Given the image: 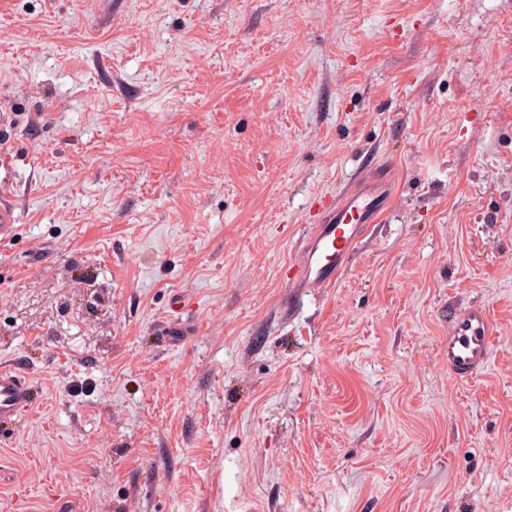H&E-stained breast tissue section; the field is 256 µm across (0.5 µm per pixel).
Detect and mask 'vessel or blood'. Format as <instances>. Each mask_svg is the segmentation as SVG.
Returning a JSON list of instances; mask_svg holds the SVG:
<instances>
[{"instance_id": "1", "label": "vessel or blood", "mask_w": 512, "mask_h": 512, "mask_svg": "<svg viewBox=\"0 0 512 512\" xmlns=\"http://www.w3.org/2000/svg\"><path fill=\"white\" fill-rule=\"evenodd\" d=\"M395 199L392 168L379 163L362 169L336 197L320 201L318 220L296 246L290 261L289 300L310 289L335 287L368 228L384 222ZM495 334L485 306L455 309L443 350L449 376L466 381L481 374L488 366ZM31 404V389L23 375L1 366L0 424L15 421Z\"/></svg>"}]
</instances>
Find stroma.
<instances>
[{
  "label": "stroma",
  "instance_id": "stroma-1",
  "mask_svg": "<svg viewBox=\"0 0 512 512\" xmlns=\"http://www.w3.org/2000/svg\"><path fill=\"white\" fill-rule=\"evenodd\" d=\"M1 110L0 512H512V0H0ZM369 162L388 219L289 301ZM495 324L483 305L457 308L448 320V340L443 350L448 375L467 381L488 366ZM32 404L31 389L21 373L0 367V424L12 423Z\"/></svg>",
  "mask_w": 512,
  "mask_h": 512
}]
</instances>
